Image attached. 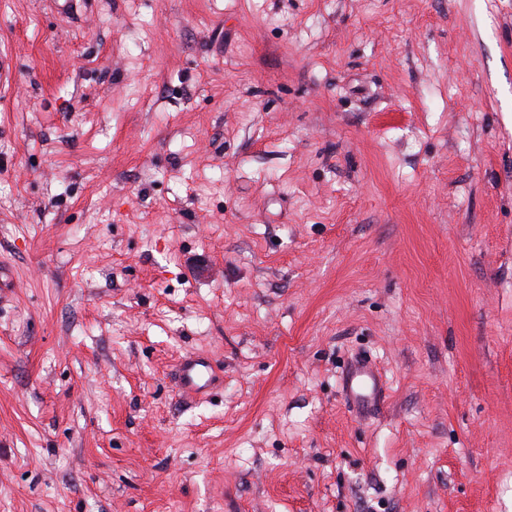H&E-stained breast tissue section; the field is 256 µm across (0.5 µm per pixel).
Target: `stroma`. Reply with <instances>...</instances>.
I'll return each mask as SVG.
<instances>
[{"label": "stroma", "instance_id": "1", "mask_svg": "<svg viewBox=\"0 0 512 512\" xmlns=\"http://www.w3.org/2000/svg\"><path fill=\"white\" fill-rule=\"evenodd\" d=\"M1 54L0 512H512V0H0ZM177 379L183 391L204 394L215 385L217 377L208 359L188 354L177 367ZM343 391L359 414H367L383 398L381 375L366 362L349 368L342 378Z\"/></svg>", "mask_w": 512, "mask_h": 512}]
</instances>
